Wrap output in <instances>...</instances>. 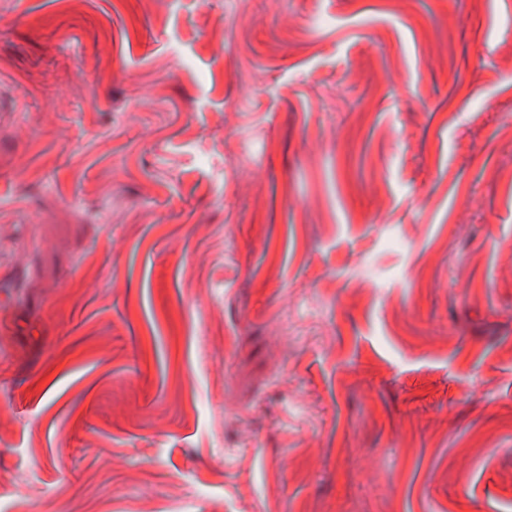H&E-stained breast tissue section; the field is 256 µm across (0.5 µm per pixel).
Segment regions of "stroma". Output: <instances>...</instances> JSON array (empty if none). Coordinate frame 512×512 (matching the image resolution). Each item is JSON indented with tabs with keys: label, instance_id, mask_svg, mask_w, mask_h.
Here are the masks:
<instances>
[{
	"label": "stroma",
	"instance_id": "stroma-1",
	"mask_svg": "<svg viewBox=\"0 0 512 512\" xmlns=\"http://www.w3.org/2000/svg\"><path fill=\"white\" fill-rule=\"evenodd\" d=\"M0 512H512V0H0Z\"/></svg>",
	"mask_w": 512,
	"mask_h": 512
}]
</instances>
